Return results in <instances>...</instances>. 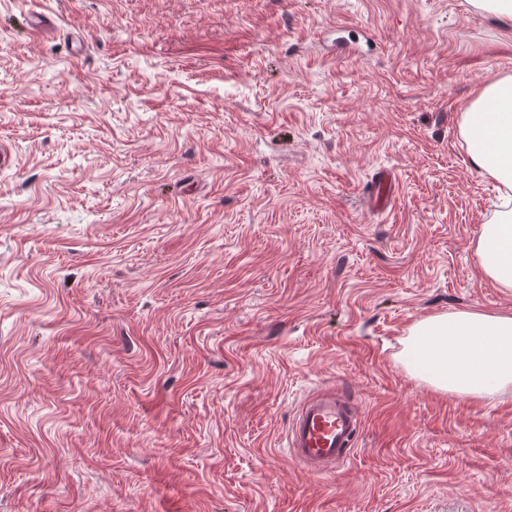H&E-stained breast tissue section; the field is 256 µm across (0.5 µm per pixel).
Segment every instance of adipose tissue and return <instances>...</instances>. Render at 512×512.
<instances>
[{"label":"adipose tissue","instance_id":"1","mask_svg":"<svg viewBox=\"0 0 512 512\" xmlns=\"http://www.w3.org/2000/svg\"><path fill=\"white\" fill-rule=\"evenodd\" d=\"M471 165L495 182L509 209L481 225L475 261L512 291V75H492L461 114ZM408 369L433 388L490 399L512 387V315L459 311L425 318L403 350Z\"/></svg>","mask_w":512,"mask_h":512}]
</instances>
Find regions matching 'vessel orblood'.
Listing matches in <instances>:
<instances>
[{
	"label": "vessel or blood",
	"mask_w": 512,
	"mask_h": 512,
	"mask_svg": "<svg viewBox=\"0 0 512 512\" xmlns=\"http://www.w3.org/2000/svg\"><path fill=\"white\" fill-rule=\"evenodd\" d=\"M360 427L357 410L343 394L333 389L313 394L287 431L290 455L314 475L332 474L347 458Z\"/></svg>",
	"instance_id": "obj_1"
}]
</instances>
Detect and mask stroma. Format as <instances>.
<instances>
[{"instance_id": "stroma-1", "label": "stroma", "mask_w": 512, "mask_h": 512, "mask_svg": "<svg viewBox=\"0 0 512 512\" xmlns=\"http://www.w3.org/2000/svg\"><path fill=\"white\" fill-rule=\"evenodd\" d=\"M492 74L469 0H0V512H512V389L402 359L512 313L459 131ZM324 388L328 480L285 447ZM361 427L358 411L335 389L310 396L287 431L291 457L316 476L335 471L354 445Z\"/></svg>"}]
</instances>
